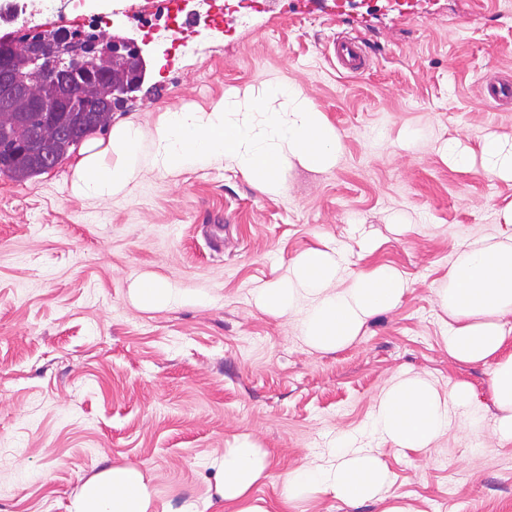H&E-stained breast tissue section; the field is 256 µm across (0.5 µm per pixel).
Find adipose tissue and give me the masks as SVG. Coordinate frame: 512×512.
Wrapping results in <instances>:
<instances>
[{
    "instance_id": "obj_1",
    "label": "adipose tissue",
    "mask_w": 512,
    "mask_h": 512,
    "mask_svg": "<svg viewBox=\"0 0 512 512\" xmlns=\"http://www.w3.org/2000/svg\"><path fill=\"white\" fill-rule=\"evenodd\" d=\"M267 97L291 104L288 115L263 111L258 101L231 93L210 112L182 108L166 113L160 127L146 132L124 123L111 129L105 146L76 165L73 196L107 200L130 194L147 172L175 177L216 162L229 163L267 192L281 191L280 171L289 158L324 167L336 159L339 137L322 113L295 86L275 81ZM119 163H112L111 154ZM406 282L394 267L350 270L345 255L313 249L294 263L287 279L259 289L267 312L300 315L305 344L336 351L348 346L368 320L395 308ZM448 314V356L463 365L490 369V403L476 399L473 387L455 382L439 393L422 377H401L375 403L369 429L400 448L423 450L452 422L476 430L487 407L498 412V432L512 439V230L455 248L448 285L439 289ZM216 491L226 512H264L251 505L253 487L265 466L249 442L225 449L216 461ZM389 474L367 449L339 439L325 465L304 464L279 484L282 506L311 492L331 493L348 504L380 498ZM72 512H154L142 474L131 466H112L87 478Z\"/></svg>"
}]
</instances>
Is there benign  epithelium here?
Here are the masks:
<instances>
[{
	"instance_id": "obj_1",
	"label": "benign epithelium",
	"mask_w": 512,
	"mask_h": 512,
	"mask_svg": "<svg viewBox=\"0 0 512 512\" xmlns=\"http://www.w3.org/2000/svg\"><path fill=\"white\" fill-rule=\"evenodd\" d=\"M160 48L148 40L48 27L34 35L0 39V171L25 148L69 136L59 112H80L99 128L145 82ZM40 112L42 125L27 113Z\"/></svg>"
}]
</instances>
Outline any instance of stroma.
Masks as SVG:
<instances>
[{
	"mask_svg": "<svg viewBox=\"0 0 512 512\" xmlns=\"http://www.w3.org/2000/svg\"><path fill=\"white\" fill-rule=\"evenodd\" d=\"M166 0L84 9L81 30L149 38L168 48L136 96L112 114L152 132L166 112L203 110L267 83L300 87L339 136L335 162L292 160L273 195L224 163L177 177L150 173L132 193L101 202L71 196L85 146L53 170L0 175V512H70L82 482L136 467L156 506L222 512L213 460L238 441L266 451L254 504L280 512L281 475L325 463L341 434L357 435L387 468L383 494L406 512H512V440L487 413L479 447L458 427L422 452L367 435L377 397L420 375L440 393L469 382L489 401L484 366L448 357V284L457 245L504 231L512 181L480 165L451 166L448 139L478 151L488 134L512 139V110L480 97L484 77L512 73V0H421L400 16L392 0H318L302 20L295 0H270L225 24L181 16ZM360 32L369 72L337 73L338 32ZM344 249L352 270H400V305L375 316L347 347L306 346L299 316L256 304L312 249ZM145 279L191 304L147 308Z\"/></svg>",
	"mask_w": 512,
	"mask_h": 512,
	"instance_id": "35a3bbf8",
	"label": "stroma"
}]
</instances>
